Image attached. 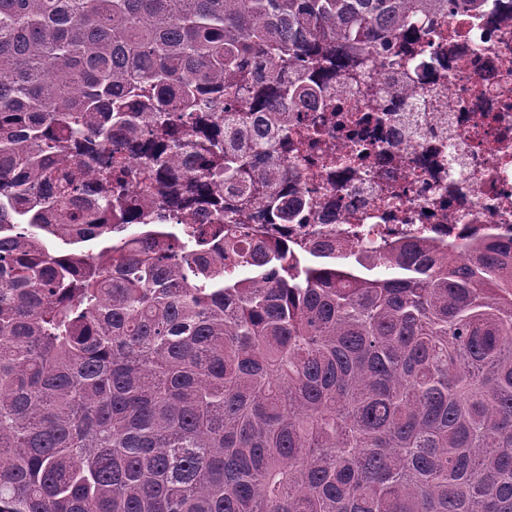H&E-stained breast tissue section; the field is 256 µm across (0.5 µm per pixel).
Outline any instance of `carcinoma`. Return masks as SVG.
Masks as SVG:
<instances>
[{"label":"carcinoma","mask_w":512,"mask_h":512,"mask_svg":"<svg viewBox=\"0 0 512 512\" xmlns=\"http://www.w3.org/2000/svg\"><path fill=\"white\" fill-rule=\"evenodd\" d=\"M434 0H0V512H512V241L382 260L253 246L148 212L121 239L149 111L266 124L170 142L235 211L286 217L262 144L305 73L393 50ZM100 161L96 185L85 160Z\"/></svg>","instance_id":"1"}]
</instances>
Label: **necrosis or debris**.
Masks as SVG:
<instances>
[{
    "mask_svg": "<svg viewBox=\"0 0 512 512\" xmlns=\"http://www.w3.org/2000/svg\"><path fill=\"white\" fill-rule=\"evenodd\" d=\"M323 123L311 147L273 140L278 166L300 175L280 181L302 200L293 221L261 224L205 200L166 203L171 185L190 181L168 166L163 181L135 182L134 202L161 203L182 230L248 223L255 235L379 258L390 246L426 241L440 250L489 237L512 239V0H453L419 15L397 35L391 57L372 53L321 79L292 112L302 130Z\"/></svg>",
    "mask_w": 512,
    "mask_h": 512,
    "instance_id": "4bbe7bcc",
    "label": "necrosis or debris"
}]
</instances>
